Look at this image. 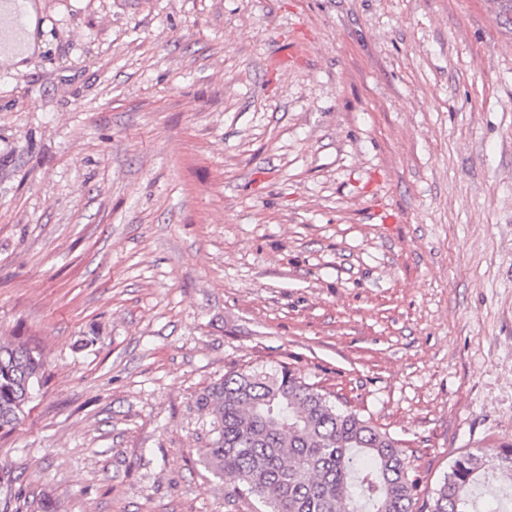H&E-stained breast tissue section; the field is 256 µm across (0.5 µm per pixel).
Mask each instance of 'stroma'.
I'll return each instance as SVG.
<instances>
[{"instance_id": "1", "label": "stroma", "mask_w": 512, "mask_h": 512, "mask_svg": "<svg viewBox=\"0 0 512 512\" xmlns=\"http://www.w3.org/2000/svg\"><path fill=\"white\" fill-rule=\"evenodd\" d=\"M0 62V340L46 361L0 512H254L200 394L284 364L426 501L512 445V30L497 0H37ZM30 15L27 25V34L25 33L23 42L18 46H6L3 51V57H7L6 60L15 64L17 69H25L27 60L31 57L34 52V42L31 33L37 24V14L31 7Z\"/></svg>"}]
</instances>
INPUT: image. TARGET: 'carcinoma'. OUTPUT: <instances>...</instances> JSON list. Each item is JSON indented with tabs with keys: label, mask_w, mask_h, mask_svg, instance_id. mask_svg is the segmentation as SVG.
<instances>
[{
	"label": "carcinoma",
	"mask_w": 512,
	"mask_h": 512,
	"mask_svg": "<svg viewBox=\"0 0 512 512\" xmlns=\"http://www.w3.org/2000/svg\"><path fill=\"white\" fill-rule=\"evenodd\" d=\"M44 367L37 347L0 342V430L24 417ZM198 406L216 433L199 456L237 500L265 512H413L417 479L400 440L286 366L229 371ZM496 472L512 475V447L459 454L421 512H477L473 491Z\"/></svg>",
	"instance_id": "1"
}]
</instances>
